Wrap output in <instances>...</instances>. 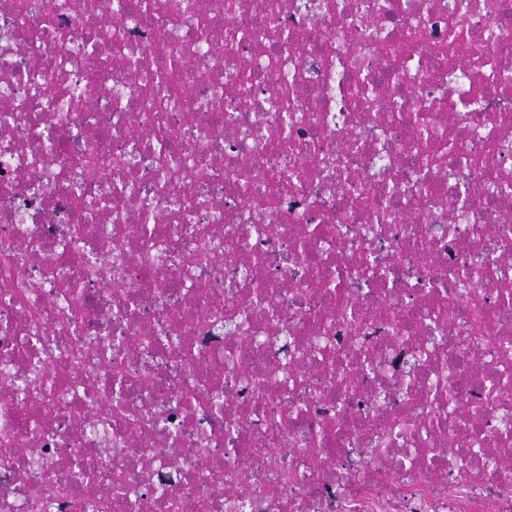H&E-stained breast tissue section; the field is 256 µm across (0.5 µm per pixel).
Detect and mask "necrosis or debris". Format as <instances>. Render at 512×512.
<instances>
[{
  "label": "necrosis or debris",
  "instance_id": "1",
  "mask_svg": "<svg viewBox=\"0 0 512 512\" xmlns=\"http://www.w3.org/2000/svg\"><path fill=\"white\" fill-rule=\"evenodd\" d=\"M120 18L122 53L94 32L82 0H0V410L15 426L0 452V512H96L112 471L121 512H512V387L471 411L473 392L512 377V150L493 168L472 164L512 142V0H147ZM464 18L477 42L448 49V24ZM209 28L221 50L203 46ZM423 31L398 55L377 37ZM447 62L436 69L438 51ZM248 97L236 90L241 67ZM307 89L294 102L285 153L280 81ZM82 90L60 107L49 86ZM382 89L366 114L341 78ZM438 111L436 126L463 143L456 161L427 171L405 123L414 104ZM166 127L191 183L158 171L155 132ZM54 151H46L45 135ZM122 159L107 177H79L90 149ZM339 153L348 177L323 169ZM307 168L302 194L289 174ZM383 193L390 221L360 213ZM159 219L146 232L131 217ZM317 226L304 234L305 225ZM211 263L187 258L201 238ZM317 264L299 263V247ZM80 253L83 266L70 257ZM366 256L367 269L355 266ZM249 277H242L243 268ZM489 277L479 306L455 298L476 274ZM448 301L402 342L391 315ZM362 322L349 335L341 317ZM482 322L486 337L475 336ZM429 366L418 371L420 351ZM63 381L27 418L46 368ZM463 384L455 406L436 401L444 370ZM413 378L406 398L401 384ZM121 390V413L100 397ZM219 393L223 409L191 406L189 393ZM78 496L52 491L72 473ZM164 496H157V487ZM41 488V497L32 489Z\"/></svg>",
  "mask_w": 512,
  "mask_h": 512
}]
</instances>
